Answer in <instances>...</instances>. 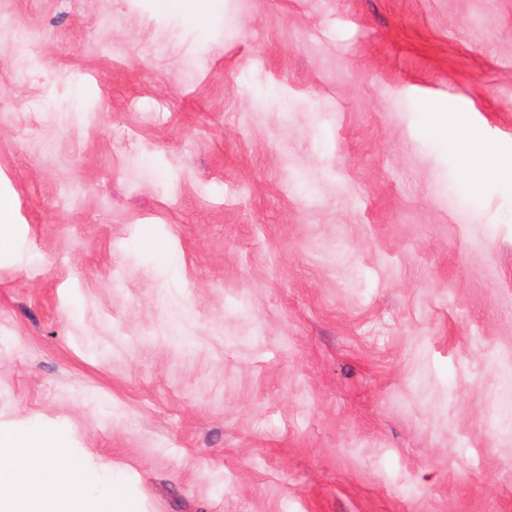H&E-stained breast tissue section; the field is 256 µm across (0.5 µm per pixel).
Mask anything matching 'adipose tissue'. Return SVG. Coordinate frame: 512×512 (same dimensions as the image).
<instances>
[{
	"label": "adipose tissue",
	"instance_id": "ef3b65f1",
	"mask_svg": "<svg viewBox=\"0 0 512 512\" xmlns=\"http://www.w3.org/2000/svg\"><path fill=\"white\" fill-rule=\"evenodd\" d=\"M91 479L65 440L20 429L0 432V512H126L121 500L97 501Z\"/></svg>",
	"mask_w": 512,
	"mask_h": 512
}]
</instances>
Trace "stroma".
Instances as JSON below:
<instances>
[{"label":"stroma","mask_w":512,"mask_h":512,"mask_svg":"<svg viewBox=\"0 0 512 512\" xmlns=\"http://www.w3.org/2000/svg\"><path fill=\"white\" fill-rule=\"evenodd\" d=\"M206 11L0 0V429L131 512H512V0ZM464 179L466 183L475 185L476 182H483L489 179H496L499 183L509 187L512 190V157L505 156L495 165L485 166H465Z\"/></svg>","instance_id":"obj_1"}]
</instances>
